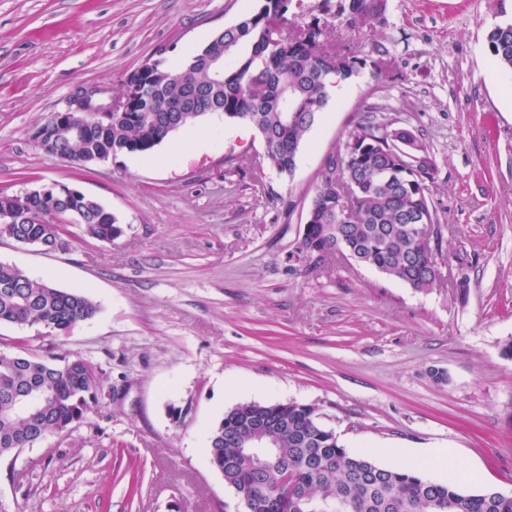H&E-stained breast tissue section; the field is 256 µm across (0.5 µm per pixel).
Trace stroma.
<instances>
[{
	"label": "stroma",
	"instance_id": "35a3bbf8",
	"mask_svg": "<svg viewBox=\"0 0 512 512\" xmlns=\"http://www.w3.org/2000/svg\"><path fill=\"white\" fill-rule=\"evenodd\" d=\"M259 0H0V193L65 184L112 211V242L69 225L68 250L0 238V262L100 310L68 331L0 324V349L96 367L97 402L69 432L0 461L10 512H237L206 456L210 427L250 401H297L345 447L449 448L479 486L512 492V73L488 31L512 0H386L364 45L390 51L333 88L292 177L239 168L259 133L211 115L175 132L203 150L80 166L31 137L79 87L119 97L127 74L170 70ZM411 131L432 158L431 201L451 287L417 291L300 252L324 162L364 116ZM466 280L463 289L455 288Z\"/></svg>",
	"mask_w": 512,
	"mask_h": 512
}]
</instances>
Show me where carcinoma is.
<instances>
[{"label":"carcinoma","instance_id":"carcinoma-1","mask_svg":"<svg viewBox=\"0 0 512 512\" xmlns=\"http://www.w3.org/2000/svg\"><path fill=\"white\" fill-rule=\"evenodd\" d=\"M342 2L344 11L338 12L324 0L325 17L299 23L295 0H261L251 15L217 32L183 69L173 72L161 62L147 69L140 77L139 107L112 113L80 139L57 127L58 145L69 160L83 164L96 162L102 153L145 154L213 109L227 122L251 124L262 137V156L243 155L240 164L292 176L303 137L331 88L368 65L377 77L390 69V51L382 44L374 45L370 60L348 44L325 39L329 15L351 34L383 18L384 0ZM487 46L495 64L512 69V18L488 32ZM194 90L199 107L167 111ZM327 163L336 187L325 196L317 187L301 252L322 259L325 248L342 246L355 263L416 291L444 283L442 250L430 252L414 229L439 223L431 202L434 165L426 149L369 114ZM74 207L84 211L80 227L88 238L110 243L122 235L118 218L85 196L62 199L55 211L35 209L22 221L0 219V237L46 251L66 250L65 225ZM98 310L85 291L63 290L0 263V324L59 333ZM98 386L95 367L79 356L44 358L24 347L1 349L0 458L81 422ZM33 388L34 411L18 412V395ZM259 422L278 435L277 449L269 458L247 459L228 435H254ZM206 452L210 465L224 474V484L247 498L245 512H512V494L493 486L471 492L378 464L321 426L316 407L295 401L234 406L209 430Z\"/></svg>","mask_w":512,"mask_h":512}]
</instances>
